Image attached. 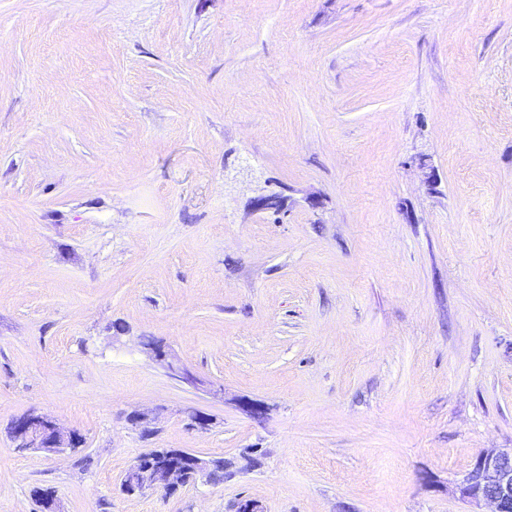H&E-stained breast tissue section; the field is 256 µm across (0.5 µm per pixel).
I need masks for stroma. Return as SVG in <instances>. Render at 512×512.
Segmentation results:
<instances>
[{
    "label": "stroma",
    "instance_id": "obj_1",
    "mask_svg": "<svg viewBox=\"0 0 512 512\" xmlns=\"http://www.w3.org/2000/svg\"><path fill=\"white\" fill-rule=\"evenodd\" d=\"M152 448L228 477L122 493ZM490 448L512 0H0V512H471ZM11 438L21 452L63 453L76 446L78 436L64 435L48 416L27 414L16 421Z\"/></svg>",
    "mask_w": 512,
    "mask_h": 512
}]
</instances>
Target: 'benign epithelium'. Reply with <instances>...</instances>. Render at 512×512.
<instances>
[{"instance_id":"obj_1","label":"benign epithelium","mask_w":512,"mask_h":512,"mask_svg":"<svg viewBox=\"0 0 512 512\" xmlns=\"http://www.w3.org/2000/svg\"><path fill=\"white\" fill-rule=\"evenodd\" d=\"M11 438L21 452L63 453L76 446L78 436L63 434L48 416L27 414L16 421ZM179 454L180 459L166 464L137 460L122 476L121 490L126 494L134 488L143 493L157 489L174 492L185 486L188 470L197 480L207 477L210 459L186 450ZM457 490L465 500L489 505L490 512H512V449L481 453Z\"/></svg>"}]
</instances>
